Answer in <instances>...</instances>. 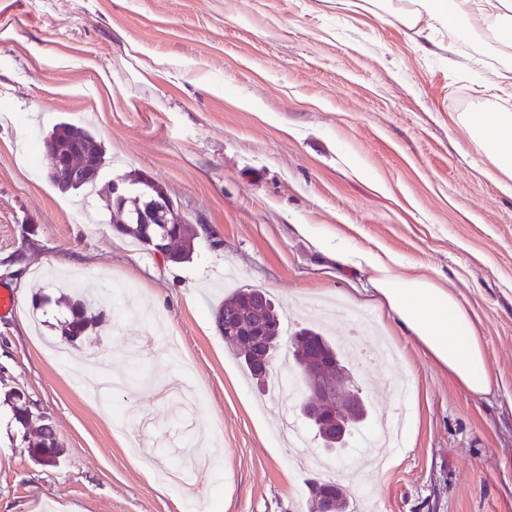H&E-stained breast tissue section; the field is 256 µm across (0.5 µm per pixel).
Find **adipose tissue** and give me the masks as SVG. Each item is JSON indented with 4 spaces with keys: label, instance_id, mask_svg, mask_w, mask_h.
<instances>
[{
    "label": "adipose tissue",
    "instance_id": "1",
    "mask_svg": "<svg viewBox=\"0 0 512 512\" xmlns=\"http://www.w3.org/2000/svg\"><path fill=\"white\" fill-rule=\"evenodd\" d=\"M390 18L411 29L427 21L451 30L476 18L481 34L512 45V0H418L416 10H394ZM465 119L472 141L487 161L512 178V113L469 112ZM365 260L376 267L377 287L389 308L425 352L467 392L488 393L495 377L482 339L458 298L427 277L380 265L374 254H366Z\"/></svg>",
    "mask_w": 512,
    "mask_h": 512
}]
</instances>
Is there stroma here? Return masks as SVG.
Wrapping results in <instances>:
<instances>
[{
	"mask_svg": "<svg viewBox=\"0 0 512 512\" xmlns=\"http://www.w3.org/2000/svg\"><path fill=\"white\" fill-rule=\"evenodd\" d=\"M0 512H193L194 485L163 484L186 461L211 482V512H308L309 485L370 491L380 512H512V179L461 119L512 113V60L459 28L425 36L379 0H0ZM60 123L87 127L102 181L149 176L195 225L189 261L113 240L123 214L51 183L42 145ZM428 275L472 312L498 385L473 395L422 350L361 258ZM80 273L104 295L96 332L66 343L58 283ZM265 291L291 333L319 307L339 337L368 313L399 352L348 357L373 414L411 378L400 447L374 478L290 465L335 459L280 389L276 363L252 383L214 311L234 286ZM50 299L34 309L31 298ZM101 358L126 377L103 404L68 371ZM204 394L190 420L163 372ZM48 416L65 448L34 463L11 393ZM134 410L155 456L137 466L115 415Z\"/></svg>",
	"mask_w": 512,
	"mask_h": 512,
	"instance_id": "stroma-1",
	"label": "stroma"
}]
</instances>
